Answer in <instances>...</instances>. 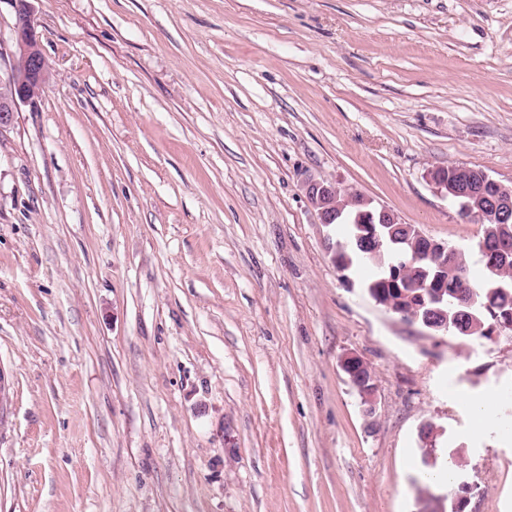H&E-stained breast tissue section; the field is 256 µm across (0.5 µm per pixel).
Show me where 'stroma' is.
<instances>
[{
	"label": "stroma",
	"mask_w": 512,
	"mask_h": 512,
	"mask_svg": "<svg viewBox=\"0 0 512 512\" xmlns=\"http://www.w3.org/2000/svg\"><path fill=\"white\" fill-rule=\"evenodd\" d=\"M29 3L51 76L0 133V512H428L427 423L466 512H512V338L375 303L302 190L479 273L428 173L512 185V0ZM341 368L348 375L351 384L357 383L362 396L361 402L366 417L371 418L375 413L376 385L374 376L368 370L366 362L358 355L351 353L341 360ZM367 370V373L364 371ZM450 459L451 463V473L450 477L448 479V466L444 465L440 471H442L441 475L437 479H432L433 481L437 482H446L448 486V499H452V497L457 493L458 488L460 486L462 492L458 494L457 496H454L453 498V504L451 505L452 509H459L461 511H465V508L470 503V499L474 491L477 489V484L474 482L469 481H462L459 485L457 482V471L459 467L461 466L457 460L454 458L453 451L448 448L447 451V459ZM446 474V477H445ZM459 511V512H461Z\"/></svg>",
	"instance_id": "obj_1"
}]
</instances>
